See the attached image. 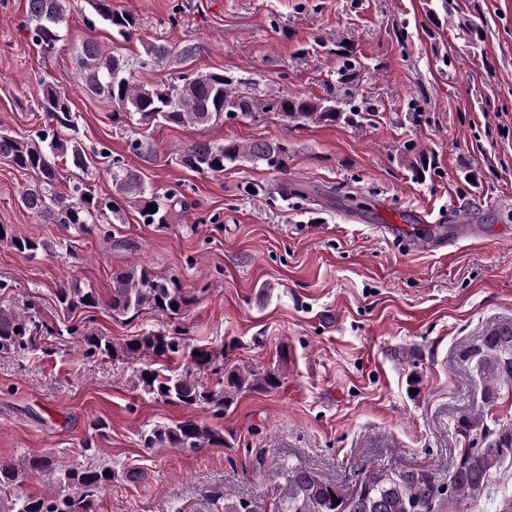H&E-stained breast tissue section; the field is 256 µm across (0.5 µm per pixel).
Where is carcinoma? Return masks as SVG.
Wrapping results in <instances>:
<instances>
[{
	"label": "carcinoma",
	"mask_w": 512,
	"mask_h": 512,
	"mask_svg": "<svg viewBox=\"0 0 512 512\" xmlns=\"http://www.w3.org/2000/svg\"><path fill=\"white\" fill-rule=\"evenodd\" d=\"M92 19L104 24L116 40H128L137 28L135 16L112 7V0H87ZM27 25L41 54L50 57L59 52L62 29L68 23L67 0H27ZM337 79L351 83L357 77L360 62L354 53L340 54ZM76 71L84 91L112 102V119L143 128L169 125H205L221 117H249L254 101L234 88L235 81L219 72L185 74L170 83L146 87L132 80L131 64L119 48L104 50L99 43L86 40L76 49ZM37 106L52 125L75 128L76 116L71 101L52 81H38ZM271 108L287 123L296 125L328 124L349 120L357 110L346 111L328 98L281 97ZM62 156L69 168L88 169V152L75 138L60 140L41 133L26 137L0 130V157L34 176V181L19 196L20 205L40 221L72 226L90 234L105 229L100 218L116 213V198H102L84 183L75 182L66 192L57 190L63 179L55 158ZM241 160L265 166L268 170L288 172V147L280 141L256 140L240 144L196 141L179 154L181 166L198 173L221 174ZM117 198L130 200L139 207L146 224L163 223L162 203L147 193L139 174L127 167L111 171ZM155 205L149 211V205ZM0 242L15 251L33 255L43 249L42 241L13 234L0 227ZM57 300L67 312H88L100 305L101 297L93 288L74 282L57 291ZM192 298L176 278L156 276L146 267L133 265L112 273L108 299L112 313L119 317H137L150 309L162 315H179ZM176 307H171V304ZM35 305L23 310L0 301V356L25 357L40 349V341L61 335V330L37 319ZM69 334L81 336L84 355L123 356L129 361L143 360L137 370L135 385L148 398L187 408L224 414L243 392L271 391L279 387V375L270 370L224 368V347L193 346L186 339L162 331L144 332L122 345L106 336L72 327ZM139 347H134V344ZM188 357L198 372L217 376L209 388L197 375H160L147 361L175 354ZM484 384V399H497L501 387L512 384V324L489 328L481 343L469 351ZM455 434L467 445L455 455L448 474L427 468L390 469L371 466L362 470L354 484L343 487L322 480L308 468L287 462L281 467L283 483L276 494L274 512H460L461 504L479 496L492 485L501 470L512 465V418L487 415L481 409L459 418ZM145 448H179L196 452L208 446L224 445V435L195 418L171 424L157 423L140 432ZM31 471L52 476L53 489L48 494L17 493L0 497V512H90L92 498L119 479L135 482L145 479L139 470L117 471L112 465L60 464L50 455L33 454L21 464L0 461V490H19ZM224 512H266L262 503L252 498L224 494Z\"/></svg>",
	"instance_id": "1"
}]
</instances>
